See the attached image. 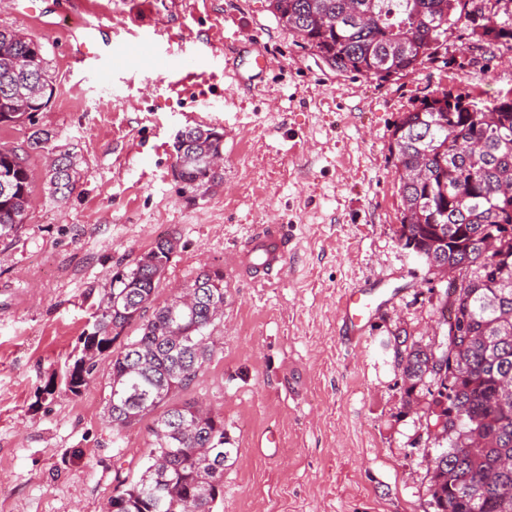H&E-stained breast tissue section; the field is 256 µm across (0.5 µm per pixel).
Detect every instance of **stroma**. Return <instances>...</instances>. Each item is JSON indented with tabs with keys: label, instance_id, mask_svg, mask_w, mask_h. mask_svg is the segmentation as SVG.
<instances>
[{
	"label": "stroma",
	"instance_id": "1",
	"mask_svg": "<svg viewBox=\"0 0 512 512\" xmlns=\"http://www.w3.org/2000/svg\"><path fill=\"white\" fill-rule=\"evenodd\" d=\"M92 3L86 19L105 31L89 65L68 59L72 23L57 0H0V29L42 44L55 84L46 110L0 128V146L25 149L31 176L28 220L0 242V512H104L117 475L137 476L148 432L106 422L109 358L78 395L60 373L113 274L162 236L179 247L157 301L203 269L224 271L215 354L175 395L220 413L238 450L216 512H432L428 393L406 396L395 338L443 341L446 285L397 239L392 131L431 92L511 96L512 47L452 34L443 61L381 80L331 69L267 0H138L128 15L116 0ZM128 26L187 49L201 85L162 82L155 62L133 54ZM250 38L264 77L247 89L211 74ZM192 112L224 134L223 181L194 193L173 174L174 139ZM37 129L47 150L27 147ZM50 150L76 164L63 200L49 191ZM273 221L287 225L292 251L279 279L254 284L229 258ZM370 283L393 297L361 342H347L340 300ZM267 430L280 439L272 456L253 446Z\"/></svg>",
	"mask_w": 512,
	"mask_h": 512
}]
</instances>
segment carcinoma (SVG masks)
<instances>
[{
	"label": "carcinoma",
	"mask_w": 512,
	"mask_h": 512,
	"mask_svg": "<svg viewBox=\"0 0 512 512\" xmlns=\"http://www.w3.org/2000/svg\"><path fill=\"white\" fill-rule=\"evenodd\" d=\"M268 0L288 31L318 55L331 56L343 72L388 79L407 75L426 61L438 60L439 43L458 32L489 44L512 42V0ZM43 54L31 39L0 30V125L31 119L18 111L11 92L23 81L6 61ZM391 151L395 167H420L414 182L397 176L402 215L398 239L433 270L459 268L444 292L442 324L446 340L437 353L446 362L438 374L427 351L403 339L397 351L406 395L430 378L428 411L460 414L459 428L448 431L447 448L434 457L429 505L433 512H512V98L483 104L467 93L427 94L395 124ZM216 130L187 127L182 139L194 145L193 158L178 173L183 187L198 191L223 181L206 158L224 152ZM75 164L57 158L49 175L52 192L63 198L74 189ZM31 180L25 158L0 148V240L16 239L30 208ZM492 240L498 250L482 256ZM171 239L160 238L124 272L92 313L81 357L65 373L74 395L93 380L97 358L110 357L109 394L104 417L120 432L150 420L143 471L120 481L110 498L112 512H214L224 498V466L238 449L230 447L224 417L194 401L172 402L174 392L198 376L214 352L216 321L207 304L224 301V270L201 271L187 290L198 305L179 309L172 298L154 308L160 280L146 257L168 268L176 253ZM135 325L139 335H123ZM179 331L186 339H172ZM482 446L459 452L474 438ZM166 460L171 474L156 481L150 469Z\"/></svg>",
	"instance_id": "obj_1"
}]
</instances>
